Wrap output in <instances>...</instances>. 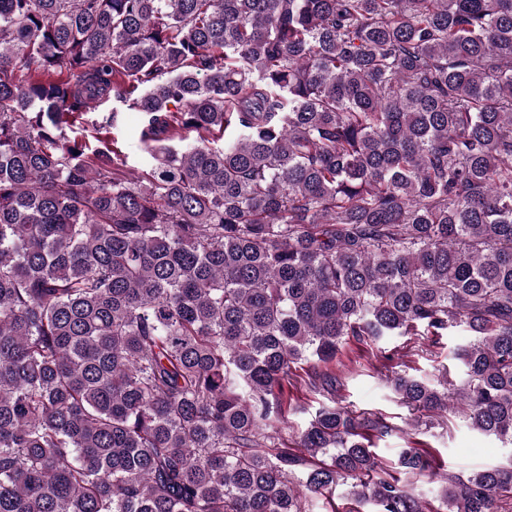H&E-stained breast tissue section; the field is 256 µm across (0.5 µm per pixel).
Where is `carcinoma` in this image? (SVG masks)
Instances as JSON below:
<instances>
[{
    "label": "carcinoma",
    "instance_id": "carcinoma-1",
    "mask_svg": "<svg viewBox=\"0 0 512 512\" xmlns=\"http://www.w3.org/2000/svg\"><path fill=\"white\" fill-rule=\"evenodd\" d=\"M456 333L386 384L512 444V0H0V512H508L319 369ZM113 108L117 109L118 116L116 124L111 130L112 137L118 141V145L127 156V169L141 171L151 162L146 147L141 141L142 114L122 105V103L113 102L112 99L95 112L108 113L112 112ZM464 337L442 336L432 341V336H392L378 344L368 342L371 346L352 339L328 365L336 374V395L342 404L366 416H381L394 427L389 434L374 440L371 450L379 464L372 474L374 479L400 477L397 460L403 448L409 446L400 429L405 427L410 414L382 380L384 373L406 362L413 368L409 372L428 380L436 379L443 366L448 367L452 376L462 378L463 368L452 358V351ZM406 345L415 346L411 352L414 355L403 356L408 351ZM348 487L345 485H339L336 487V492L333 494L332 499L329 498H319L316 499L313 503V511L314 512H332L333 507H336V510L342 512L346 509V507H354L359 512H369L372 510L369 505H365L360 507L355 502L351 501L347 496Z\"/></svg>",
    "mask_w": 512,
    "mask_h": 512
}]
</instances>
